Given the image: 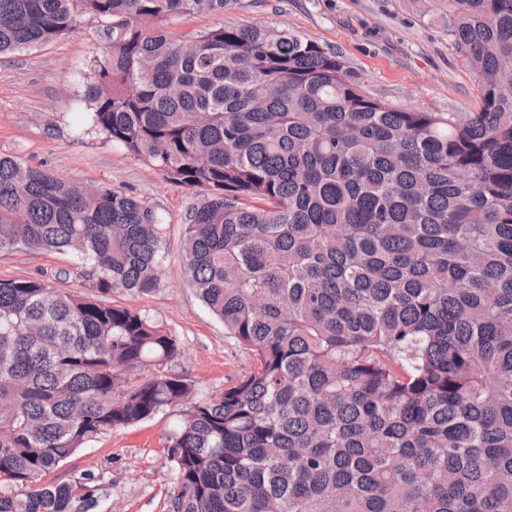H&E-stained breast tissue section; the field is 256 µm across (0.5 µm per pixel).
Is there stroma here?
<instances>
[{
	"label": "stroma",
	"mask_w": 512,
	"mask_h": 512,
	"mask_svg": "<svg viewBox=\"0 0 512 512\" xmlns=\"http://www.w3.org/2000/svg\"><path fill=\"white\" fill-rule=\"evenodd\" d=\"M227 24L286 28L336 53L374 98L422 112H472L478 81L440 26L403 8L401 0H235L221 14L168 21L184 36ZM112 41V23L81 17L69 36L29 51L0 56V153L40 165L78 186L107 185L137 196L166 229L159 288L146 296L114 293V304L137 308L176 336V373L207 399L251 368L249 352L225 337L203 305L182 259L183 224L201 193L168 182L121 145L98 136L77 138L86 117L85 76ZM41 278L91 297L80 262L58 252L0 253V280ZM178 421L166 410L139 424L102 434L50 474L68 481L91 471L106 488L97 512H165L170 478L166 438Z\"/></svg>",
	"instance_id": "35a3bbf8"
}]
</instances>
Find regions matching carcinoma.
<instances>
[{
  "mask_svg": "<svg viewBox=\"0 0 512 512\" xmlns=\"http://www.w3.org/2000/svg\"><path fill=\"white\" fill-rule=\"evenodd\" d=\"M232 2L0 0V55L112 21L80 134L204 190L184 265L253 357L191 403L150 315L0 280V512H95L102 475L41 477L167 408L166 512H512V0H403L479 79L446 116L366 95L289 29L160 26ZM163 238L136 197L0 154V251L148 295Z\"/></svg>",
  "mask_w": 512,
  "mask_h": 512,
  "instance_id": "obj_1",
  "label": "carcinoma"
}]
</instances>
